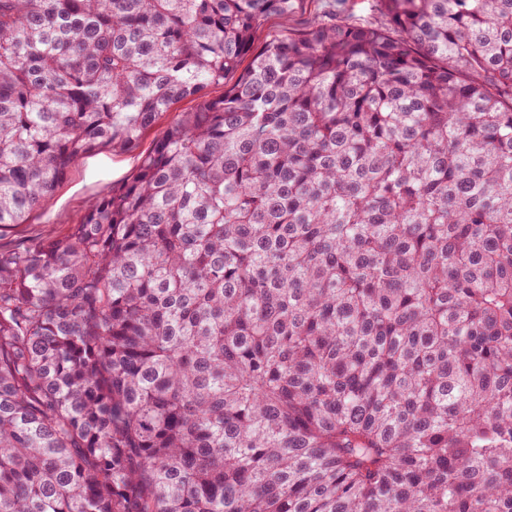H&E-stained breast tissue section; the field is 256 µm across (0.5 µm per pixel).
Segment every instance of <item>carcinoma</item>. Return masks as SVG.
<instances>
[{
    "label": "carcinoma",
    "mask_w": 512,
    "mask_h": 512,
    "mask_svg": "<svg viewBox=\"0 0 512 512\" xmlns=\"http://www.w3.org/2000/svg\"><path fill=\"white\" fill-rule=\"evenodd\" d=\"M0 0V512H512V0ZM249 66L212 98L242 59ZM378 0H298L297 7L288 17H272L256 33L255 46L282 34L301 33L317 21L330 24L347 22H384ZM195 101L183 99L169 112L159 115L142 134L139 147L130 153L102 152L83 157L66 173L53 198L43 210L32 212L24 224L15 226L0 237L1 249L11 248L48 234L68 233L80 224L90 207L112 187L133 172L142 157L150 152L179 112H191Z\"/></svg>",
    "instance_id": "obj_1"
}]
</instances>
